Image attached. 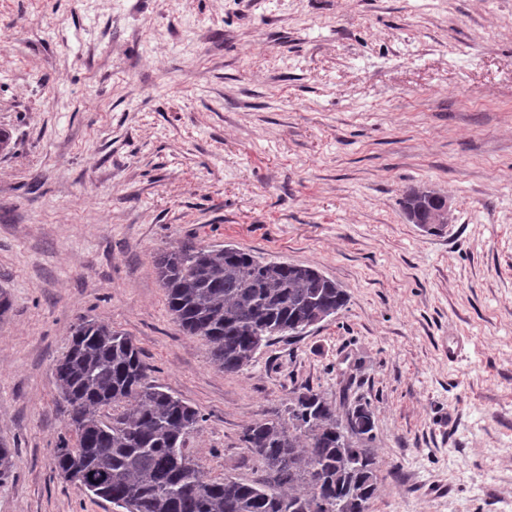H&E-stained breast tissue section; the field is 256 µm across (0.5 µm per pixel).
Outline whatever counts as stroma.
Instances as JSON below:
<instances>
[{"mask_svg": "<svg viewBox=\"0 0 512 512\" xmlns=\"http://www.w3.org/2000/svg\"><path fill=\"white\" fill-rule=\"evenodd\" d=\"M0 129V512H116L54 459L82 317L202 411L183 451L211 476L252 478L244 428L307 386L373 412L369 512H512V0H0ZM185 242L348 302L220 371L154 266ZM413 190L414 188L408 190L410 195L402 202L404 211L406 215L410 212L414 224L425 225L423 223L429 215L443 205V198L441 194L414 197Z\"/></svg>", "mask_w": 512, "mask_h": 512, "instance_id": "35a3bbf8", "label": "stroma"}]
</instances>
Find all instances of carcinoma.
I'll return each mask as SVG.
<instances>
[{"label": "carcinoma", "mask_w": 512, "mask_h": 512, "mask_svg": "<svg viewBox=\"0 0 512 512\" xmlns=\"http://www.w3.org/2000/svg\"><path fill=\"white\" fill-rule=\"evenodd\" d=\"M443 205L439 194L403 202L423 224ZM156 270L168 311L205 340L226 373L251 364L276 336H291L321 310L338 312L346 290L319 270L266 261L251 251L184 244L163 251ZM152 368L125 333L80 318L53 376L72 437L53 448L57 471H73L87 494L123 512H326L344 501L362 512L378 492L377 453L355 458L349 437L371 436L372 410L344 416L310 388L284 412L245 428L242 442L256 478H213L189 458L186 438L201 411L150 380ZM112 407V418L104 410ZM13 449L0 443V486L14 478Z\"/></svg>", "instance_id": "carcinoma-1"}]
</instances>
